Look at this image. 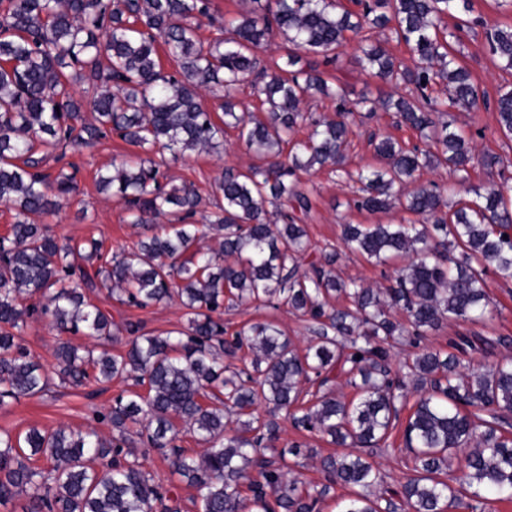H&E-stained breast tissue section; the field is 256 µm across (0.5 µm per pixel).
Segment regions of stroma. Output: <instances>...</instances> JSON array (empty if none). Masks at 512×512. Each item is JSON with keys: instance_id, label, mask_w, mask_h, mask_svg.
I'll return each instance as SVG.
<instances>
[{"instance_id": "1", "label": "stroma", "mask_w": 512, "mask_h": 512, "mask_svg": "<svg viewBox=\"0 0 512 512\" xmlns=\"http://www.w3.org/2000/svg\"><path fill=\"white\" fill-rule=\"evenodd\" d=\"M472 14L479 17L480 23L464 36L459 58L480 89L492 95L499 85L512 83V73L502 72L497 67L486 39V29L494 25L512 26V8L498 6L497 0H472ZM456 124L471 137L476 153L498 155L512 163V141L500 139L491 133L495 126L492 110L482 107L459 112ZM352 130L348 149V166L352 169L375 164L373 148L369 143L371 133L389 134L408 144L418 140L414 131L396 126L393 116L382 111L372 117L355 116ZM134 153L133 147L115 137L108 143L67 154V161L76 163L80 168V190L62 210L45 219L57 238L74 241L97 238L103 240L107 251L112 252L147 234V226L130 223L123 205L111 195L100 192L95 183L98 171L111 167L113 158L130 157ZM260 162V157L239 139L237 131L230 129L224 135L221 154H190L178 161L167 162L164 172L171 183L193 184L207 205L211 206L217 201L212 193L213 186L225 168L243 171ZM311 180L316 188L313 209L306 221L311 247L339 250L335 269L342 279H353L371 288L382 284L385 274L389 272L388 267L342 252V224H395L402 220L414 224L418 221L417 216L398 209L374 214L357 211L348 205L354 195L353 185L325 170L312 175ZM486 283L490 305L496 311L493 320L447 323L425 339L427 346L444 351L449 343L464 334L478 333L495 338L496 345L491 350L462 354L461 363L467 369L505 356L512 357V283L503 282L492 274L487 275ZM91 300L112 315L117 326L112 343V350L116 353L125 349L129 339L123 329L125 322L138 323L142 333L154 335L169 330H182L187 326L184 309L174 301L138 309L114 299H106L101 293L92 295ZM222 318L225 326L232 331L249 321L273 322L300 348L305 347L310 337L305 317L284 307L267 306L257 309L228 305L224 308ZM61 339V334L53 327L50 319L44 317L29 320L22 330L23 345L47 365L53 364L54 351ZM131 387V382L115 379L109 383L90 384L78 389L56 388L44 396L24 398L0 410V429L18 433L32 426L49 431L61 427L84 430L93 428L108 438L112 435L111 427L97 422L95 413L109 407L114 397ZM129 445L134 457L144 464L155 480L161 481L164 488L169 490L179 512H196L195 490L181 482L178 476L172 475L169 462L160 451L147 447L136 436L131 437ZM372 458L390 486L403 483L409 469L401 429H394L389 446L374 449Z\"/></svg>"}]
</instances>
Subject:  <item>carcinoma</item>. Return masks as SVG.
Instances as JSON below:
<instances>
[{
	"label": "carcinoma",
	"instance_id": "obj_1",
	"mask_svg": "<svg viewBox=\"0 0 512 512\" xmlns=\"http://www.w3.org/2000/svg\"><path fill=\"white\" fill-rule=\"evenodd\" d=\"M359 11L338 0H242L222 28L233 37L203 41L200 22L212 0H0V204L14 209L11 233L0 236V409L56 387H81L131 377L146 394L120 395L96 430L29 428L0 432V504L19 494L26 512H154L167 491L153 483L125 450L131 432L170 451L172 473L196 490L198 512H314L332 487L349 490L338 512H485L489 497L512 500V358L468 373L454 353L420 348L391 375L393 345L421 338L445 323L477 322L491 315L484 276L512 282V199L505 197V164L479 157L456 126L453 110L479 102L496 112L495 133L512 140V87L481 98L452 44L470 27L471 0H357ZM288 52L261 64L257 51L275 36ZM404 44L417 60L405 65L385 47ZM490 51L512 70V27L487 29ZM351 47L354 63L392 93L349 104L344 88L307 61L338 65ZM164 48L175 70L165 73ZM251 80L263 112H237L241 84ZM92 85L94 122L73 87ZM448 87V97L434 95ZM208 92L222 101L224 125L201 103ZM316 94L336 100V117L316 118L303 105ZM381 107L416 131L409 147L373 134L379 166L346 168L350 116ZM308 126L305 141L297 128ZM238 131L265 160L245 171L228 168L216 184L223 203L192 219L202 197L186 184L162 182V163L150 157L112 162L102 188L122 202L131 224H158L161 232L109 253L103 242L61 241L44 218L78 189V168L52 173L47 156L74 152L117 135L147 153L158 147L172 159L215 152L225 129ZM451 165L466 197L449 204L447 190L421 179ZM480 166L488 179L471 182ZM328 170L358 184L353 206L420 216L424 224H344L347 250L392 267L387 284L369 288L336 275V253L313 258L304 227L315 188L297 172ZM212 234L218 247L198 241ZM106 291L140 308L176 299L188 327L134 335L125 353L80 350L69 342L47 367L22 346L21 332L35 314L61 332L112 341V315L91 293ZM343 298L347 306H331ZM273 302L309 321L304 354L272 322L242 327L226 339L217 314L224 302ZM403 311L409 326L392 312ZM496 340L473 334L453 343L458 351L488 350ZM247 349L243 366L224 356ZM349 377L358 398L331 391L302 398L303 385L325 386ZM415 400H410L411 395ZM412 475L385 485L370 448L387 445L400 413ZM295 426L344 453L320 461L327 484L312 497L291 475L285 456L306 444L276 446L279 413ZM236 418V428L227 420ZM206 445L198 457L177 445L181 431ZM472 446L460 488L443 479L457 465L455 450ZM365 448V453H353ZM104 461L101 467L92 462Z\"/></svg>",
	"mask_w": 512,
	"mask_h": 512
}]
</instances>
